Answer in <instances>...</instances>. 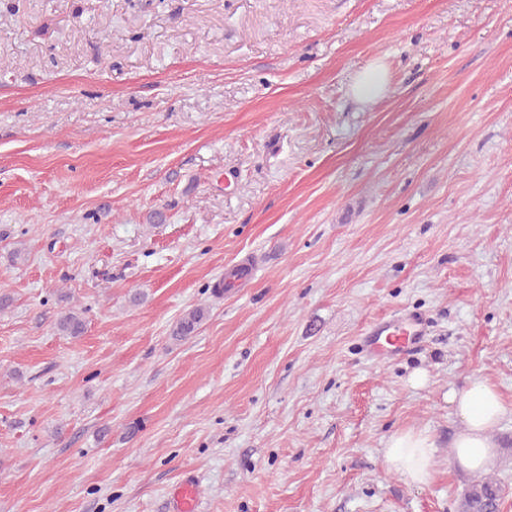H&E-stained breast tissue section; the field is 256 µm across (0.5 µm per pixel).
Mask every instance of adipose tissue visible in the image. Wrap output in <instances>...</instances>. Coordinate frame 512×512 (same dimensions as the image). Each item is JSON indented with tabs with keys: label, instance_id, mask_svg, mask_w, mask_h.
I'll return each instance as SVG.
<instances>
[{
	"label": "adipose tissue",
	"instance_id": "obj_1",
	"mask_svg": "<svg viewBox=\"0 0 512 512\" xmlns=\"http://www.w3.org/2000/svg\"><path fill=\"white\" fill-rule=\"evenodd\" d=\"M449 400L462 421L452 445L453 459L465 470L483 472L495 455L492 434L506 411L502 398L487 381L476 380L451 392ZM384 463L409 484H427L437 466L435 441L423 431L398 432L385 443Z\"/></svg>",
	"mask_w": 512,
	"mask_h": 512
}]
</instances>
